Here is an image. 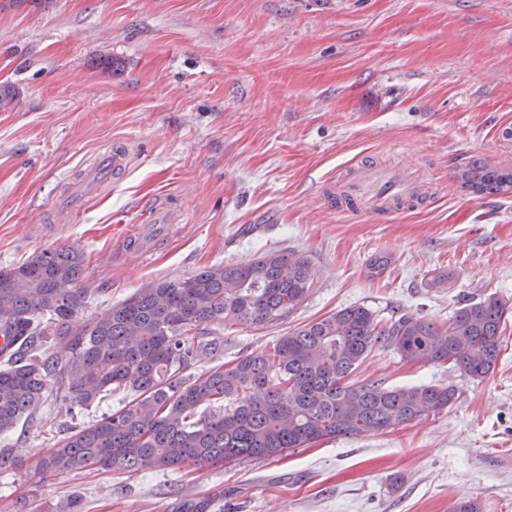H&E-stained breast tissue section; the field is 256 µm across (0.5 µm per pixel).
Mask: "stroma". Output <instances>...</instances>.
Masks as SVG:
<instances>
[{
	"mask_svg": "<svg viewBox=\"0 0 512 512\" xmlns=\"http://www.w3.org/2000/svg\"><path fill=\"white\" fill-rule=\"evenodd\" d=\"M0 267L45 249L86 256L79 321L139 288L269 251L303 255L315 288L274 327L219 330L221 363L257 354L351 305L389 321L447 323L464 301L512 305V189L462 186L467 164L512 158V0H0ZM120 142L130 169L82 204L53 208L67 180ZM415 163L434 178L422 209L328 211L320 188L354 163ZM169 196L184 211L157 249L113 267L122 227ZM391 258L370 272L377 254ZM494 371L376 349L355 377L389 387L452 385L451 407L401 428L326 439L273 458L40 478L66 437L50 396L0 437L16 466L0 512H448L461 499L512 512V318Z\"/></svg>",
	"mask_w": 512,
	"mask_h": 512,
	"instance_id": "1",
	"label": "stroma"
}]
</instances>
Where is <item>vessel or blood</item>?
Returning a JSON list of instances; mask_svg holds the SVG:
<instances>
[{
  "label": "vessel or blood",
  "instance_id": "vessel-or-blood-1",
  "mask_svg": "<svg viewBox=\"0 0 512 512\" xmlns=\"http://www.w3.org/2000/svg\"><path fill=\"white\" fill-rule=\"evenodd\" d=\"M128 165L125 148L105 149L70 184L69 196L85 199L99 195ZM431 194V184L418 171L373 163L352 166L340 180L329 181L322 190L328 208L362 215H394L405 206L424 202ZM123 243L127 256L145 255L153 243L151 225H141L137 233L125 237Z\"/></svg>",
  "mask_w": 512,
  "mask_h": 512
}]
</instances>
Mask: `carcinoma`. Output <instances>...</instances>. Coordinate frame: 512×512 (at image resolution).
Listing matches in <instances>:
<instances>
[{"label":"carcinoma","instance_id":"carcinoma-1","mask_svg":"<svg viewBox=\"0 0 512 512\" xmlns=\"http://www.w3.org/2000/svg\"><path fill=\"white\" fill-rule=\"evenodd\" d=\"M488 193L512 173L473 161ZM85 257L44 250L0 268V435L41 409L55 387L72 418L122 392L123 407L71 428L36 475L169 469L186 462L271 458L336 436L391 431L434 415L455 399L450 386L388 387L352 382L376 348L407 361L448 363L483 379L496 366L506 304L496 295L468 301L440 326L413 313L384 324L348 306L280 337L272 348L186 371L223 350L212 327L274 326L301 308L313 288L309 260L267 252L245 264H215L163 280L71 327L90 289Z\"/></svg>","mask_w":512,"mask_h":512}]
</instances>
